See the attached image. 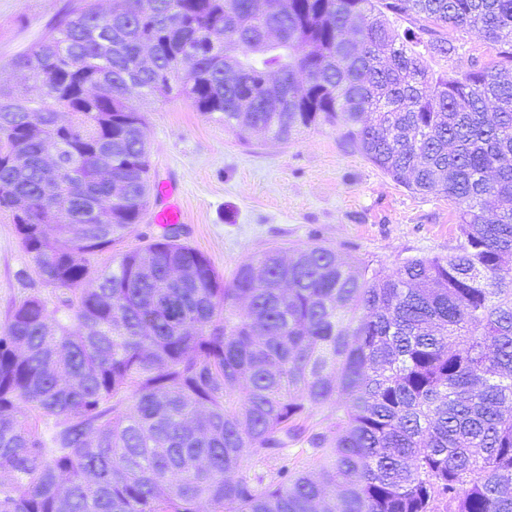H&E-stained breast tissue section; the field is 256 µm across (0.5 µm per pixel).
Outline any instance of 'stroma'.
I'll return each mask as SVG.
<instances>
[{"label": "stroma", "mask_w": 512, "mask_h": 512, "mask_svg": "<svg viewBox=\"0 0 512 512\" xmlns=\"http://www.w3.org/2000/svg\"><path fill=\"white\" fill-rule=\"evenodd\" d=\"M77 0H0V86L33 89L15 57L43 39ZM437 72L462 73L495 60L471 29L450 33ZM153 181L166 180L183 212L185 242L224 277L269 247L313 242L336 248L356 272H394L410 257L448 255L459 234L454 210L439 194H416L392 180L329 126L287 142L255 131L239 137L184 97L146 105ZM33 263L8 216L0 214V323L12 302L41 290Z\"/></svg>", "instance_id": "35a3bbf8"}]
</instances>
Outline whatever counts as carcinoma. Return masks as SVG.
Wrapping results in <instances>:
<instances>
[{"instance_id": "1", "label": "carcinoma", "mask_w": 512, "mask_h": 512, "mask_svg": "<svg viewBox=\"0 0 512 512\" xmlns=\"http://www.w3.org/2000/svg\"><path fill=\"white\" fill-rule=\"evenodd\" d=\"M249 2L81 5L16 57L37 93L0 87V212L52 289L0 325V512H512V0ZM390 13L498 60L435 74ZM174 89L240 137L339 128L456 244L367 278L272 246L226 282L172 225L96 270Z\"/></svg>"}]
</instances>
